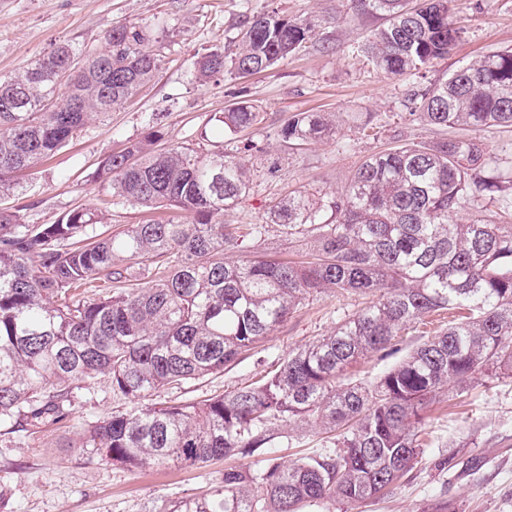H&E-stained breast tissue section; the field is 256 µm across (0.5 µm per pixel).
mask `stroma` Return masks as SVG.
I'll list each match as a JSON object with an SVG mask.
<instances>
[{
  "instance_id": "stroma-1",
  "label": "stroma",
  "mask_w": 512,
  "mask_h": 512,
  "mask_svg": "<svg viewBox=\"0 0 512 512\" xmlns=\"http://www.w3.org/2000/svg\"><path fill=\"white\" fill-rule=\"evenodd\" d=\"M280 9L292 17H314L319 25L306 49L265 71L241 77L224 72L207 83L195 78L197 60L219 48L235 52L243 12ZM344 0H0V79L35 57L68 43L86 53L103 46L104 31L116 23L140 26L161 62L150 85L131 101L98 114L52 160L18 173L16 189L0 195V209L20 212L26 223L50 224L75 208L105 212L103 235L149 220L183 223V211L147 210L112 203L97 178L101 162L123 151L163 116L162 146L202 152L222 148L212 118L240 101L260 112V124L239 133L261 149L246 199L225 211L239 227L262 224L273 202L295 189L330 196L340 192L372 153L410 141L458 137L409 119L405 108L413 80L386 78L372 69L359 48L384 23L382 16L346 14ZM451 19L462 31L445 57L434 60L423 82L445 79L459 67L512 49V0H449ZM297 112H331L335 138L291 146L278 130ZM371 113L383 129L364 136L358 117ZM366 303L355 293L328 292L305 300L253 353L224 372L190 380L152 397L156 403L204 399L250 384L274 372L289 352L332 331ZM113 396L109 377L74 384L71 406L60 424H0V512H153L156 506L201 493L222 476L227 459L203 466L170 464L136 471L105 462L84 463L73 444L91 422L129 409ZM282 462L292 463L330 447L328 434L306 424L281 426ZM430 457L388 496L352 506L327 500L303 512H432L441 499L459 512H512V378L483 376L469 386H448L427 413ZM479 458L466 474L440 468L442 459Z\"/></svg>"
}]
</instances>
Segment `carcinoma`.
I'll return each mask as SVG.
<instances>
[{
	"label": "carcinoma",
	"mask_w": 512,
	"mask_h": 512,
	"mask_svg": "<svg viewBox=\"0 0 512 512\" xmlns=\"http://www.w3.org/2000/svg\"><path fill=\"white\" fill-rule=\"evenodd\" d=\"M356 14L386 24L360 48L388 77H421L460 37L448 0H350ZM317 22L278 10L246 15L238 49L204 54L196 78L232 70L250 75L303 48ZM105 48L85 55L70 44L0 80V193L11 174L51 159L84 128L147 85L159 58L140 27L106 30ZM409 115L442 128H512V51L496 52L409 94ZM218 134L260 121L242 102L214 116ZM154 130L108 156L98 178L112 204L174 207L189 224H129L103 239L66 243L104 223L73 209L52 224H26L0 210V422L59 423L71 386L106 374L112 392L139 403L162 388L218 374L254 351L304 299L326 290L378 294L329 335L289 353L272 374L199 402L153 404L89 423L78 456L127 470L259 457L256 469L228 467L197 497L155 512H301L324 500L378 499L426 464L420 440L429 406L450 384L486 373L512 375V224L459 221L473 193H504L508 180L481 178L476 137L392 148L367 158L344 190L326 199L294 191L265 224L239 236L224 211L248 195L250 168L233 152L152 149ZM336 133L321 112L288 118L280 137L303 144ZM277 232L313 243L301 261L243 253L240 239ZM241 253L236 260L224 253ZM166 260L167 272L141 288L88 298L79 288L123 278L139 259ZM448 328L424 341L370 387L348 369L373 354L398 352L400 331L432 313ZM341 430L334 448L293 464L273 457L283 421Z\"/></svg>",
	"instance_id": "cac0c4a2"
}]
</instances>
